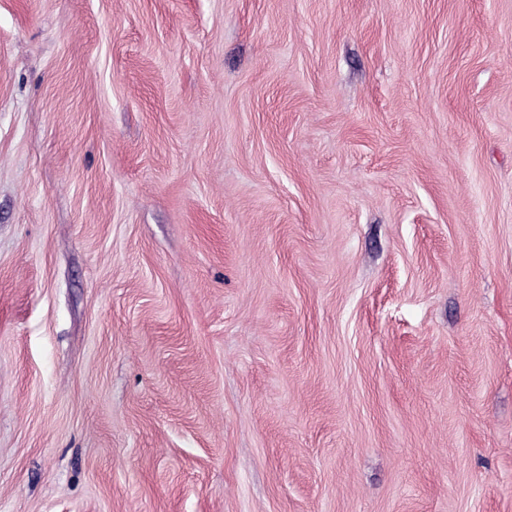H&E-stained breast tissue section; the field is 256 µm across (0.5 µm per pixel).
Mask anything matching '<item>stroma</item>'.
<instances>
[{"instance_id": "stroma-1", "label": "stroma", "mask_w": 512, "mask_h": 512, "mask_svg": "<svg viewBox=\"0 0 512 512\" xmlns=\"http://www.w3.org/2000/svg\"><path fill=\"white\" fill-rule=\"evenodd\" d=\"M0 512H512V0H0Z\"/></svg>"}]
</instances>
